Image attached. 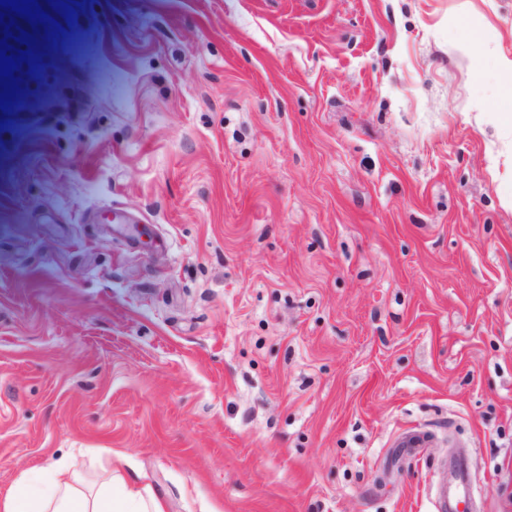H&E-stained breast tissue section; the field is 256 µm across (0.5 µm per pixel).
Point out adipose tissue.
I'll list each match as a JSON object with an SVG mask.
<instances>
[{
	"label": "adipose tissue",
	"mask_w": 512,
	"mask_h": 512,
	"mask_svg": "<svg viewBox=\"0 0 512 512\" xmlns=\"http://www.w3.org/2000/svg\"><path fill=\"white\" fill-rule=\"evenodd\" d=\"M76 463L57 469L49 478L33 477L30 486L15 487L0 500V512H164L149 484H131L119 470L101 478L85 492Z\"/></svg>",
	"instance_id": "ef3b65f1"
}]
</instances>
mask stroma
Masks as SVG:
<instances>
[{"label":"stroma","mask_w":512,"mask_h":512,"mask_svg":"<svg viewBox=\"0 0 512 512\" xmlns=\"http://www.w3.org/2000/svg\"><path fill=\"white\" fill-rule=\"evenodd\" d=\"M37 2L0 499L121 451L166 512H434L461 454L512 512V0Z\"/></svg>","instance_id":"1"}]
</instances>
